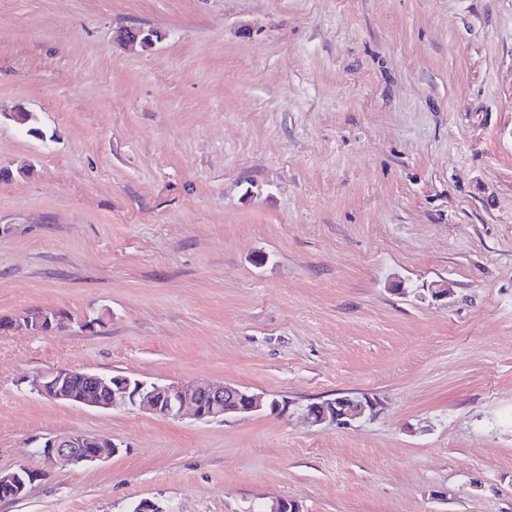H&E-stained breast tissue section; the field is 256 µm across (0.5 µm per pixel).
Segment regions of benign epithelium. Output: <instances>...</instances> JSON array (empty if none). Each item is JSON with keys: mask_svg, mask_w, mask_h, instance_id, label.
Masks as SVG:
<instances>
[{"mask_svg": "<svg viewBox=\"0 0 512 512\" xmlns=\"http://www.w3.org/2000/svg\"><path fill=\"white\" fill-rule=\"evenodd\" d=\"M58 312L49 310L35 322L15 320L0 326L6 334L16 328L31 332L53 329ZM74 371L53 369L30 381L31 391L51 401L82 404L102 409L140 408L155 415L178 418L185 411L201 421L209 422L227 415L247 416L264 410L287 412V401L267 400L248 389L224 383L165 384L148 382L129 376H103L85 372L87 387L76 386ZM377 403L368 397L343 395L334 399L312 402L303 408L306 419L314 425L347 423L375 413ZM119 452L112 439L71 432L48 438L40 446L42 458L39 469L20 466L0 471V486L11 500L23 498L29 485L48 474L57 464L83 466L105 462Z\"/></svg>", "mask_w": 512, "mask_h": 512, "instance_id": "benign-epithelium-1", "label": "benign epithelium"}]
</instances>
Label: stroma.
I'll list each match as a JSON object with an SVG mask.
<instances>
[{
	"label": "stroma",
	"instance_id": "stroma-1",
	"mask_svg": "<svg viewBox=\"0 0 512 512\" xmlns=\"http://www.w3.org/2000/svg\"><path fill=\"white\" fill-rule=\"evenodd\" d=\"M1 169L0 317L66 322L0 334V470L121 451L0 512H512V0H0ZM57 367L291 407L30 391ZM343 394L376 414L305 418ZM75 372L53 369L30 381L31 391L51 401L102 409L140 408L155 415L179 418L185 411L209 422L227 415L247 416L264 410L286 413L288 401L271 400L248 389L224 383L165 384L129 376H103L84 372L87 387L72 381ZM97 390V393H92ZM42 468L19 466L10 471H0V486L8 492L11 500L23 498L29 485L47 475L57 464L83 466L105 462L119 452L111 438L92 436L82 432H71L63 436L49 438L39 447ZM1 491L0 500L7 494Z\"/></svg>",
	"mask_w": 512,
	"mask_h": 512
}]
</instances>
